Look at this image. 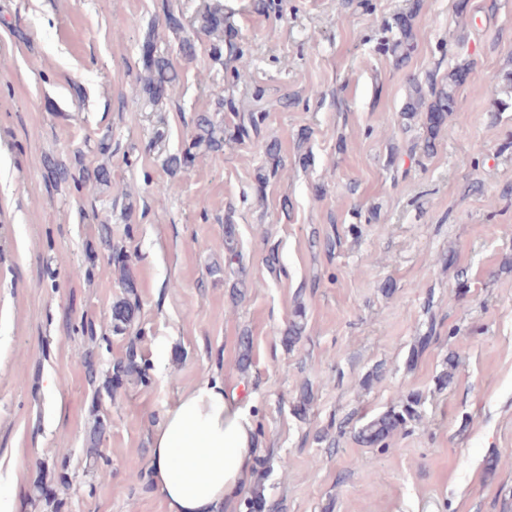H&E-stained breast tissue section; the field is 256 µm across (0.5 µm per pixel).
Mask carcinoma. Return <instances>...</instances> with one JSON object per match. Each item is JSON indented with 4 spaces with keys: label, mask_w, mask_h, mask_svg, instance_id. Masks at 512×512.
<instances>
[{
    "label": "carcinoma",
    "mask_w": 512,
    "mask_h": 512,
    "mask_svg": "<svg viewBox=\"0 0 512 512\" xmlns=\"http://www.w3.org/2000/svg\"><path fill=\"white\" fill-rule=\"evenodd\" d=\"M414 13L408 12L399 16L396 20L398 34L395 38L382 44V49L393 59L396 67L404 66L414 52L413 34ZM228 26V18L224 16L223 5L213 3L207 5L201 11L193 23L194 32L180 38L179 55L186 61L195 59L197 53V40L204 35L209 38L208 51L216 60H226L230 67L232 77L240 79L249 70L251 59L243 46L224 38V29ZM142 62L146 76L144 87L154 103L168 99L170 91L179 82V71L173 60L158 52L154 40L147 39L142 48ZM469 70L465 64L457 65L450 70L446 77L437 79L430 74L426 82L421 83L416 79L408 82L406 102L402 108L403 119L406 126L419 116H424V126L427 137L425 149L433 147V140L437 133L445 125L448 116L458 111L456 90L460 86L459 75ZM220 108H228L230 112L229 122L222 125L216 122L208 112L197 114L195 119V135L192 144L182 152L167 156L165 165L177 170L185 167L188 159L192 158V150L205 147L207 150L219 151L224 146V136L236 140H243L251 135L259 134L261 125L266 120V113L242 112L236 107L233 100L222 99ZM51 177L59 182L70 179L80 181H93L97 185L112 187V172L105 165H99L91 171H87L78 177L71 170L59 163L48 164ZM224 255L228 264H233L239 258L236 239V224L233 211L224 215ZM137 306L127 300L116 302L112 306V322L114 328L122 331L133 322ZM304 310L297 306L294 310V320L282 337V342L288 347H293L301 338L303 331ZM252 343L250 337L243 336L240 340V354L237 361L238 369L245 373L252 364ZM460 355L452 352L448 355V368L437 378L438 387L447 388L453 381L454 371L459 364ZM422 397L415 392H409L399 396L398 400L389 406L384 412L362 424L355 430V440L369 448H384L388 442L398 433L407 429L409 425L420 419L419 408ZM248 512H261L267 508L264 484L254 485L245 501Z\"/></svg>",
    "instance_id": "obj_1"
}]
</instances>
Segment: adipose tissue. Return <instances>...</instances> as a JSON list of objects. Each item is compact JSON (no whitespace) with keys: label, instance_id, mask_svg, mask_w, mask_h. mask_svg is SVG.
Segmentation results:
<instances>
[{"label":"adipose tissue","instance_id":"obj_1","mask_svg":"<svg viewBox=\"0 0 512 512\" xmlns=\"http://www.w3.org/2000/svg\"><path fill=\"white\" fill-rule=\"evenodd\" d=\"M257 446L249 406L203 380L168 409L150 445L153 484L167 512H233Z\"/></svg>","mask_w":512,"mask_h":512}]
</instances>
